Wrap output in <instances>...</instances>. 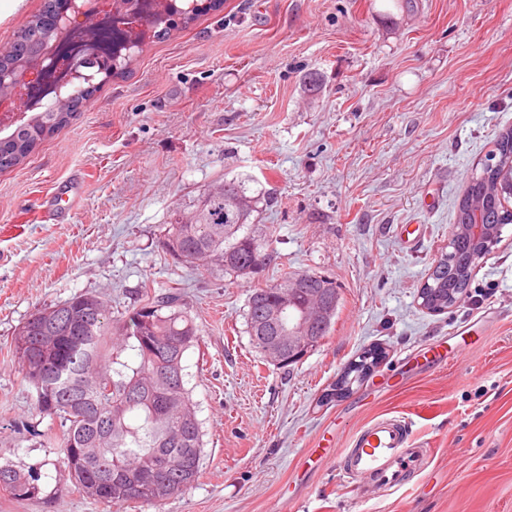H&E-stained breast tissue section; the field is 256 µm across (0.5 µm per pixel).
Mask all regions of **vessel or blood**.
<instances>
[{"label":"vessel or blood","instance_id":"b4317fda","mask_svg":"<svg viewBox=\"0 0 512 512\" xmlns=\"http://www.w3.org/2000/svg\"><path fill=\"white\" fill-rule=\"evenodd\" d=\"M432 449L415 438L406 418L381 416L353 435L339 453L340 475L356 499L395 492L426 471Z\"/></svg>","mask_w":512,"mask_h":512}]
</instances>
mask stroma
<instances>
[{
  "label": "stroma",
  "instance_id": "obj_1",
  "mask_svg": "<svg viewBox=\"0 0 512 512\" xmlns=\"http://www.w3.org/2000/svg\"><path fill=\"white\" fill-rule=\"evenodd\" d=\"M95 85L0 172V458L34 468L41 488L27 501L0 491V512H512V224L459 304L432 313L419 299L469 176L512 127V0H217L167 39L143 28L130 69ZM225 177L260 197L252 231L273 260L259 281L285 268L338 288L328 336L291 369L250 344L249 282L163 253L177 212ZM70 183L78 204L52 209ZM147 280L179 288L199 329L184 365L204 458L161 507H110L71 490L44 443L59 424L36 415L6 346L80 293L128 315ZM463 328L472 351L427 366L423 348ZM375 346L381 364L330 398ZM384 414L434 450L408 486L361 502L335 457L306 463Z\"/></svg>",
  "mask_w": 512,
  "mask_h": 512
}]
</instances>
